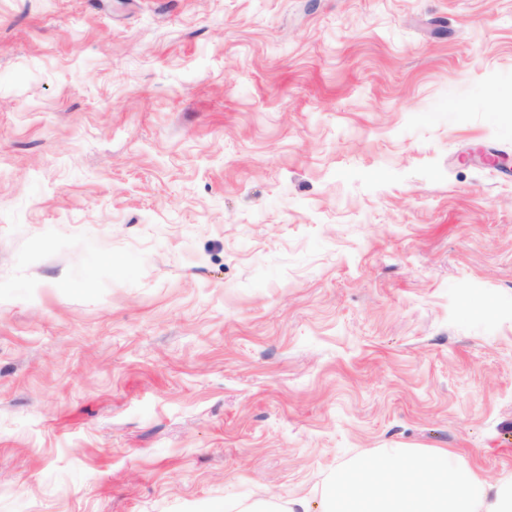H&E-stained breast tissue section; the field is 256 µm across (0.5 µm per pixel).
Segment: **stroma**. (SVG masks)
<instances>
[{
  "label": "stroma",
  "mask_w": 512,
  "mask_h": 512,
  "mask_svg": "<svg viewBox=\"0 0 512 512\" xmlns=\"http://www.w3.org/2000/svg\"><path fill=\"white\" fill-rule=\"evenodd\" d=\"M387 448L512 479V0H0V512Z\"/></svg>",
  "instance_id": "1"
}]
</instances>
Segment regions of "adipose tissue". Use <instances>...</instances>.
I'll return each mask as SVG.
<instances>
[{
  "label": "adipose tissue",
  "mask_w": 512,
  "mask_h": 512,
  "mask_svg": "<svg viewBox=\"0 0 512 512\" xmlns=\"http://www.w3.org/2000/svg\"><path fill=\"white\" fill-rule=\"evenodd\" d=\"M333 512H512V482H490L444 448L359 458L322 486Z\"/></svg>",
  "instance_id": "1"
}]
</instances>
